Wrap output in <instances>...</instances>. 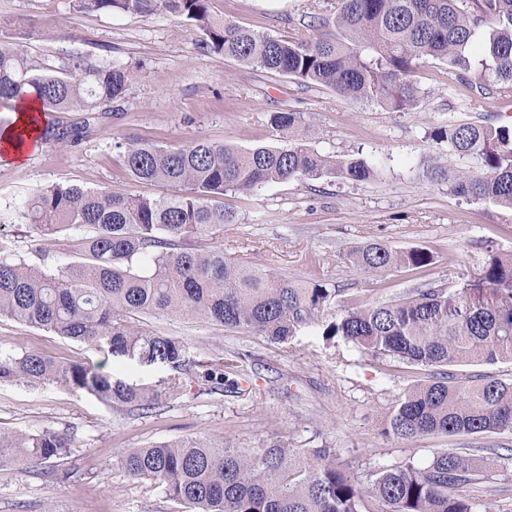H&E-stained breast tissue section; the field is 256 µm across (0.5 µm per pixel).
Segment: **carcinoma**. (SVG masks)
Wrapping results in <instances>:
<instances>
[{
	"label": "carcinoma",
	"instance_id": "carcinoma-1",
	"mask_svg": "<svg viewBox=\"0 0 512 512\" xmlns=\"http://www.w3.org/2000/svg\"><path fill=\"white\" fill-rule=\"evenodd\" d=\"M317 15L320 34L290 40L260 35L230 19L217 20L209 0H73L78 13L113 12L147 18L168 12L202 32V47L237 62L334 91L343 102L413 110L425 100L413 73L420 60L445 62L448 74L479 66L493 77L497 98L512 101V0H333ZM132 74L112 62L40 67L0 41V99L33 98L42 112H105L121 99ZM298 112H275L274 129L288 146L239 150L206 140L180 146L133 142L125 166L136 182L164 183L166 197L53 184L32 194L19 217L44 238L83 231L82 258L55 270L12 257L0 240V317L93 346L114 359L179 365L186 346L148 331L141 315L163 313L245 329L284 344L321 325L375 356L426 369L387 419L384 434L414 442L431 435L480 436L512 431V381L491 374L460 376L453 368L512 361V254L492 255L483 274L460 291L427 285L406 298L343 310L326 319L336 289L277 276L265 267L224 256L191 241L224 235L235 223L224 192H251L278 181L334 177L351 183L375 176L366 159L322 154L299 132ZM448 150L481 163V171L436 168L433 179L466 199L512 210V127L477 121L434 128ZM38 138L74 143L78 130L41 128ZM345 259L366 272L394 265L434 264L431 251L398 253L380 243L348 250ZM205 391H224V358L197 363ZM0 380H58L116 408L138 411L179 398L184 380L161 389L126 382L88 363H66L37 350H0ZM64 435L0 431V469L64 458ZM118 463L132 479H147L189 512H362V494L326 450L306 456L272 438L259 448H229L212 437H187L130 448ZM477 470L457 453L440 450L428 466L382 470L372 485L380 512H473L464 488Z\"/></svg>",
	"mask_w": 512,
	"mask_h": 512
}]
</instances>
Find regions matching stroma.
Returning <instances> with one entry per match:
<instances>
[{"label": "stroma", "mask_w": 512, "mask_h": 512, "mask_svg": "<svg viewBox=\"0 0 512 512\" xmlns=\"http://www.w3.org/2000/svg\"><path fill=\"white\" fill-rule=\"evenodd\" d=\"M330 4L210 0L209 8L214 17L260 34L294 37L306 34L311 16ZM201 40L198 30L166 13H78L72 0H0V41L22 46L34 64L109 60L132 73L115 111L49 113L53 126L83 127L78 143L40 144L20 165L0 161V239L15 257L51 269L79 258L80 233L44 240L20 221L19 205L36 190L60 183L167 196L170 186L131 178L124 143L174 146L203 139L242 150L282 148L288 140L269 118L285 111L300 114L319 152L365 158L378 176L357 185L323 177L226 192L224 208L235 221L224 227L225 255L327 283L340 310L395 301L429 283L453 291L478 279L490 254H512V211L464 199L426 177L431 163L448 157L447 143L432 137L438 125L512 120L492 94V81H478L471 72L448 75L444 63L429 58L414 73L425 93L421 108L399 112L342 103L331 90L208 52ZM366 242L397 252L425 248L435 262L422 272L404 265L363 272L345 254ZM140 323L181 338L185 365L115 361L88 345L0 319V349L35 348L68 361H92L113 377L155 389L174 376L188 385L161 412L142 416L52 380L0 382L1 431L47 428L73 441L63 462L0 470V512H183L151 481L128 478L117 456L126 448L190 436L220 438L231 448L281 437L305 452L329 449L363 492L367 512H380L371 487L383 469L406 462L423 467L437 450L460 451L479 471L478 483L467 491L475 512H512V432L415 442L384 435L388 414L422 379V370L357 350L339 337L326 339L318 328L276 344L199 319L147 315ZM216 354L231 366L225 383L247 380L246 394L200 392L193 364Z\"/></svg>", "instance_id": "35a3bbf8"}]
</instances>
